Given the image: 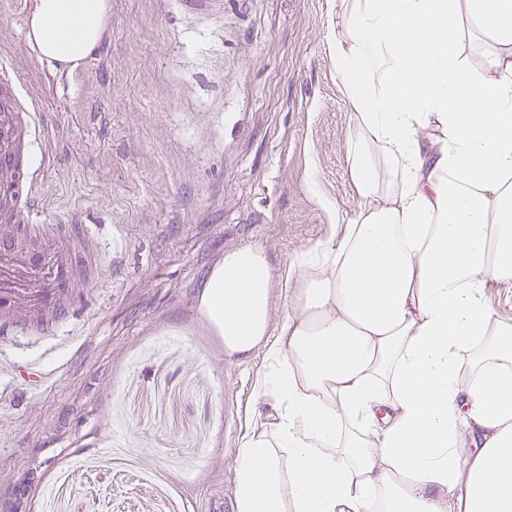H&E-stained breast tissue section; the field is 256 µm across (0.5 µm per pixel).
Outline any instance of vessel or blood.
Segmentation results:
<instances>
[{
    "label": "vessel or blood",
    "mask_w": 512,
    "mask_h": 512,
    "mask_svg": "<svg viewBox=\"0 0 512 512\" xmlns=\"http://www.w3.org/2000/svg\"><path fill=\"white\" fill-rule=\"evenodd\" d=\"M38 104L18 83L11 54L0 52V217L16 222L17 232L0 233V308L23 309L34 320L35 333L69 315L68 294L74 286L71 254L22 243L31 231L29 217L40 190V175L31 169L27 153L36 137Z\"/></svg>",
    "instance_id": "obj_1"
}]
</instances>
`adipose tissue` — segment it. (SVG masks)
I'll use <instances>...</instances> for the list:
<instances>
[{"instance_id": "ef3b65f1", "label": "adipose tissue", "mask_w": 512, "mask_h": 512, "mask_svg": "<svg viewBox=\"0 0 512 512\" xmlns=\"http://www.w3.org/2000/svg\"><path fill=\"white\" fill-rule=\"evenodd\" d=\"M359 201L340 242L211 267L194 307L262 356L235 512H512V0H333ZM109 0H34L37 57L75 69ZM285 312L273 323L274 302ZM488 303L502 317L512 318V288L492 286L487 290Z\"/></svg>"}]
</instances>
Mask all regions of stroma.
I'll list each match as a JSON object with an SVG mask.
<instances>
[{"label":"stroma","instance_id":"35a3bbf8","mask_svg":"<svg viewBox=\"0 0 512 512\" xmlns=\"http://www.w3.org/2000/svg\"><path fill=\"white\" fill-rule=\"evenodd\" d=\"M32 2L0 0V50L43 110L37 216L75 212L99 254L68 321L0 334V512H233L262 360L226 356L193 300L225 251L261 246L280 272L357 207L332 0H224L218 17L110 0L72 71L28 47Z\"/></svg>","mask_w":512,"mask_h":512}]
</instances>
